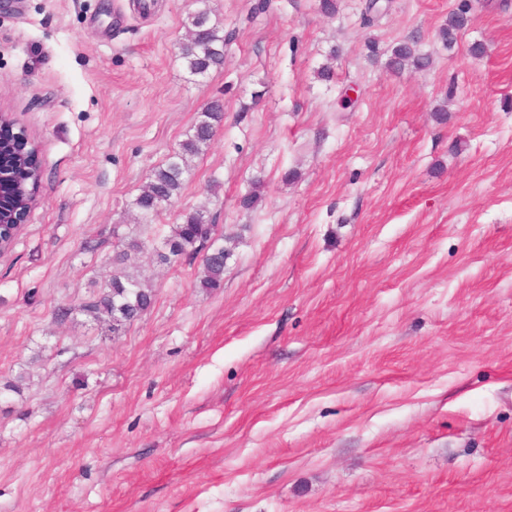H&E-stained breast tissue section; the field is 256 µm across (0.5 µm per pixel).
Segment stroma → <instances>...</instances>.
Instances as JSON below:
<instances>
[{
    "mask_svg": "<svg viewBox=\"0 0 512 512\" xmlns=\"http://www.w3.org/2000/svg\"><path fill=\"white\" fill-rule=\"evenodd\" d=\"M211 5L203 77L195 0L0 13V111L42 169L0 257V512H512V0ZM402 42L429 66L392 69ZM201 206L214 291L200 259L156 260ZM132 239L155 297L115 336L81 307ZM198 7L189 12L183 21L188 31L189 44L183 43L181 57L192 76H205L224 65V31L211 22L212 8L209 0H197ZM224 119V106L219 101L200 112L192 133L169 155L166 162L153 169L143 192L135 200L145 221L152 222L159 216L161 206L169 203L182 190L186 175L191 171L192 158L207 147L216 128Z\"/></svg>",
    "mask_w": 512,
    "mask_h": 512,
    "instance_id": "obj_1",
    "label": "stroma"
}]
</instances>
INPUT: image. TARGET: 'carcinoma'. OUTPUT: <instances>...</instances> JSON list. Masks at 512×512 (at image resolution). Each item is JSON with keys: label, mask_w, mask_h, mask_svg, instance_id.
Here are the masks:
<instances>
[{"label": "carcinoma", "mask_w": 512, "mask_h": 512, "mask_svg": "<svg viewBox=\"0 0 512 512\" xmlns=\"http://www.w3.org/2000/svg\"><path fill=\"white\" fill-rule=\"evenodd\" d=\"M197 4L183 21L192 48L181 53V57L190 75L205 76L224 65L226 37L224 31L211 22L210 0H197ZM409 59L421 67L427 63L426 58L414 55L410 44L402 43L394 48L391 65L398 68ZM223 119L224 106L220 102L208 106L200 112L192 133L179 144V149L151 171L145 189L135 200L145 221H153L159 216L161 206L179 195L191 171L192 158L208 146ZM13 142L14 137L9 134L0 137V173L4 175L0 188V218L6 221L11 219L14 209L32 195L38 182L34 177V158L19 155ZM220 240L222 237L216 235L213 219L206 210L197 209L183 216V222L176 225L173 235L166 239L167 253L159 252L157 258L162 264H170L189 253L206 250L204 276L199 287L214 290L224 282L225 252ZM153 300L152 289L141 279L119 271L112 275L101 295L83 306V311L107 323L112 334L118 336L150 308Z\"/></svg>", "instance_id": "1"}]
</instances>
